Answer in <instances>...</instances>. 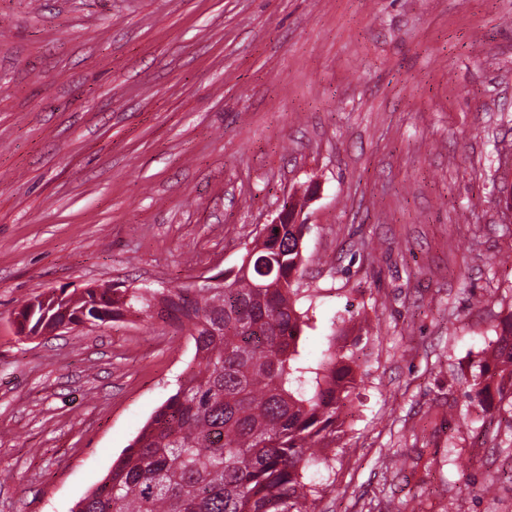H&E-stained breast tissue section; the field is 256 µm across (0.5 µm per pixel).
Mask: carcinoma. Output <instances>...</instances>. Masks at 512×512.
<instances>
[{"mask_svg":"<svg viewBox=\"0 0 512 512\" xmlns=\"http://www.w3.org/2000/svg\"><path fill=\"white\" fill-rule=\"evenodd\" d=\"M305 228L263 225L248 271L212 288L62 289L26 303L34 333L54 331L61 308L96 325L155 311L194 345L175 392L71 512H315L336 462L327 449L352 414L357 357L342 329L328 354L298 350L310 327L295 287ZM475 368L469 403L496 400L512 413V312Z\"/></svg>","mask_w":512,"mask_h":512,"instance_id":"1","label":"carcinoma"}]
</instances>
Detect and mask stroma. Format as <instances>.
I'll list each match as a JSON object with an SVG mask.
<instances>
[{"instance_id":"1","label":"stroma","mask_w":512,"mask_h":512,"mask_svg":"<svg viewBox=\"0 0 512 512\" xmlns=\"http://www.w3.org/2000/svg\"><path fill=\"white\" fill-rule=\"evenodd\" d=\"M290 198L299 348L340 324L360 365L316 512H512L465 395L512 312V0H0V512H71L194 354L17 310L238 268Z\"/></svg>"}]
</instances>
